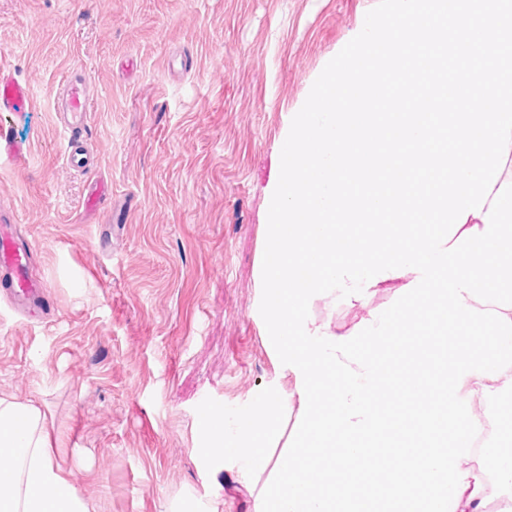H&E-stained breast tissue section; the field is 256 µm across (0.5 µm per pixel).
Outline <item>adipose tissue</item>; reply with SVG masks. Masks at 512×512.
I'll list each match as a JSON object with an SVG mask.
<instances>
[{
	"label": "adipose tissue",
	"instance_id": "ef3b65f1",
	"mask_svg": "<svg viewBox=\"0 0 512 512\" xmlns=\"http://www.w3.org/2000/svg\"><path fill=\"white\" fill-rule=\"evenodd\" d=\"M53 430L36 403L0 395V512H95Z\"/></svg>",
	"mask_w": 512,
	"mask_h": 512
}]
</instances>
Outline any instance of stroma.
Wrapping results in <instances>:
<instances>
[{
    "label": "stroma",
    "instance_id": "35a3bbf8",
    "mask_svg": "<svg viewBox=\"0 0 512 512\" xmlns=\"http://www.w3.org/2000/svg\"><path fill=\"white\" fill-rule=\"evenodd\" d=\"M377 0H0V69L32 105L0 112L27 148L0 167L49 316L0 302V395L46 405L98 512H256L258 483L193 450L205 398L243 406L281 376L258 314L266 189L282 131ZM95 88L66 162L59 83ZM110 196L91 215L90 177ZM397 299L315 303L345 334Z\"/></svg>",
    "mask_w": 512,
    "mask_h": 512
}]
</instances>
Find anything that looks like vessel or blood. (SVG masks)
Listing matches in <instances>:
<instances>
[{
	"label": "vessel or blood",
	"instance_id": "vessel-or-blood-1",
	"mask_svg": "<svg viewBox=\"0 0 512 512\" xmlns=\"http://www.w3.org/2000/svg\"><path fill=\"white\" fill-rule=\"evenodd\" d=\"M30 99L26 87L8 72L0 71V112H10ZM92 108L89 81L83 70L71 69L56 96L55 109L67 138V161L85 168L88 157L82 149L81 133ZM13 211L0 209V299L17 315L30 317L43 310L45 287L32 271L31 249L13 232Z\"/></svg>",
	"mask_w": 512,
	"mask_h": 512
}]
</instances>
